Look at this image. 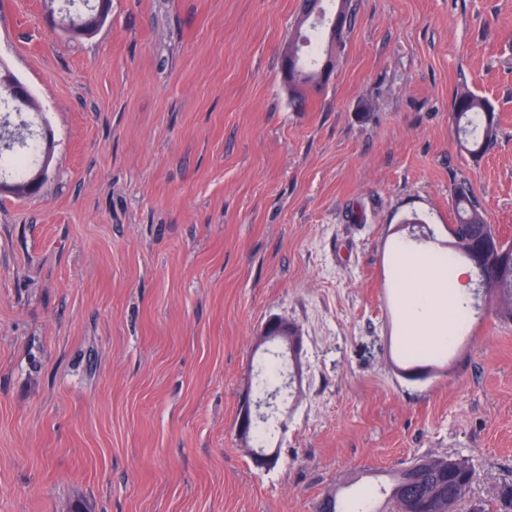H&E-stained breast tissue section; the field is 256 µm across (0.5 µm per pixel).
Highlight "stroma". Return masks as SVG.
<instances>
[{
	"label": "stroma",
	"instance_id": "stroma-1",
	"mask_svg": "<svg viewBox=\"0 0 512 512\" xmlns=\"http://www.w3.org/2000/svg\"><path fill=\"white\" fill-rule=\"evenodd\" d=\"M299 4L112 0L73 39L0 0V62L54 135L42 192L0 196V512H382L420 456L469 460L458 512L512 484V323L484 311L407 379L389 269L409 218L447 239L459 182L512 236V0H351L301 111ZM462 83L500 121L477 162ZM275 316L301 373L260 469L237 417ZM277 328L282 332L283 336H269L268 328ZM290 332V335H288ZM273 338H280L286 345L289 347L290 352L293 355V358L296 362L297 368L300 366V358H301V343L302 336H300V330L294 324L288 322L287 319L281 317H273L269 319L267 322V326H264L259 334L255 338V345L262 346L268 340Z\"/></svg>",
	"mask_w": 512,
	"mask_h": 512
}]
</instances>
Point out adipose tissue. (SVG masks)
Returning <instances> with one entry per match:
<instances>
[{
	"label": "adipose tissue",
	"instance_id": "ef3b65f1",
	"mask_svg": "<svg viewBox=\"0 0 512 512\" xmlns=\"http://www.w3.org/2000/svg\"><path fill=\"white\" fill-rule=\"evenodd\" d=\"M400 303L407 335L421 347H445L451 341L452 326L469 302L466 291L468 271L450 266L447 253L434 244H399Z\"/></svg>",
	"mask_w": 512,
	"mask_h": 512
}]
</instances>
